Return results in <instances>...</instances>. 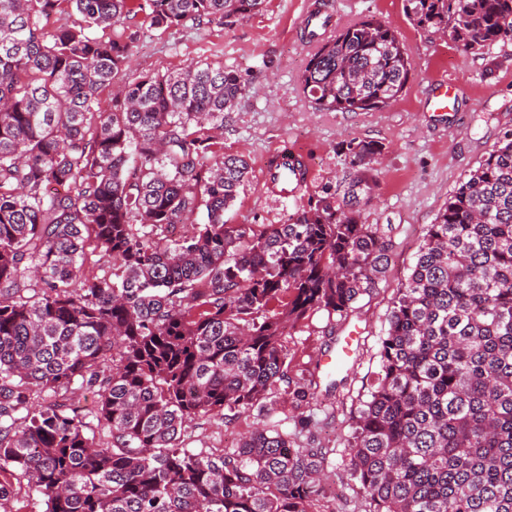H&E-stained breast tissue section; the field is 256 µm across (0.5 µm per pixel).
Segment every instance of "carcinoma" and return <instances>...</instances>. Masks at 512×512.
I'll return each instance as SVG.
<instances>
[{
  "mask_svg": "<svg viewBox=\"0 0 512 512\" xmlns=\"http://www.w3.org/2000/svg\"><path fill=\"white\" fill-rule=\"evenodd\" d=\"M405 2L465 51L512 40V0ZM64 3L78 19L50 27ZM128 3L0 0V469L44 512H336L328 451L272 417L316 428L304 408L320 382L290 375L287 329L314 311L346 321L388 271L391 244L362 221L385 145L348 142L336 189L286 224L224 222L249 164L208 153L247 85L201 61L117 83L135 34L107 30ZM263 3L151 0V24L222 25ZM410 71L370 16L318 41L301 86L320 107L380 112ZM90 246L110 276L85 269ZM378 355L344 438L352 512H512L511 131L427 226ZM75 385L91 406L67 397ZM253 410L265 422L235 446H182L194 420Z\"/></svg>",
  "mask_w": 512,
  "mask_h": 512,
  "instance_id": "obj_1",
  "label": "carcinoma"
}]
</instances>
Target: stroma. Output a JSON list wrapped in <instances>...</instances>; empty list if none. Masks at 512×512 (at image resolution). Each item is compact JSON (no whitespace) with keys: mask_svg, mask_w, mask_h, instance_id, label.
<instances>
[{"mask_svg":"<svg viewBox=\"0 0 512 512\" xmlns=\"http://www.w3.org/2000/svg\"><path fill=\"white\" fill-rule=\"evenodd\" d=\"M133 13L116 32L135 31L130 76L175 71L199 60L237 70L249 91L234 111L224 115V135L217 152L248 159L251 173L233 206L229 224H284L306 208L322 187L335 185L346 168L343 145L351 139L386 146L376 166L372 200L363 211L369 224L381 225L392 241L391 266L376 290L358 304L349 324L330 336L326 312L311 314L288 333L295 351L293 369L319 367L324 380L336 377L329 358L336 337L347 338L354 366L344 385L318 396L309 408L320 421L316 445L330 449L327 492L343 512L355 491L344 471L341 448L349 418L379 369V341L387 327L391 300L414 263L426 228L459 185L512 131V41L463 52L448 34L416 27L405 13L404 0H328L337 26L373 15L391 22L412 53V70L404 93L379 112H336L318 108L301 88L300 76L312 53L302 38L299 17L312 0H266L257 14L230 25L187 26L164 31L150 22L149 0H132ZM459 78L464 92L455 116L447 120L427 110L433 82ZM289 145L313 166L308 188L294 199L262 195L260 164L271 148ZM252 425L241 417L232 425L199 421L184 439L193 451H219L246 434Z\"/></svg>","mask_w":512,"mask_h":512,"instance_id":"35a3bbf8","label":"stroma"}]
</instances>
